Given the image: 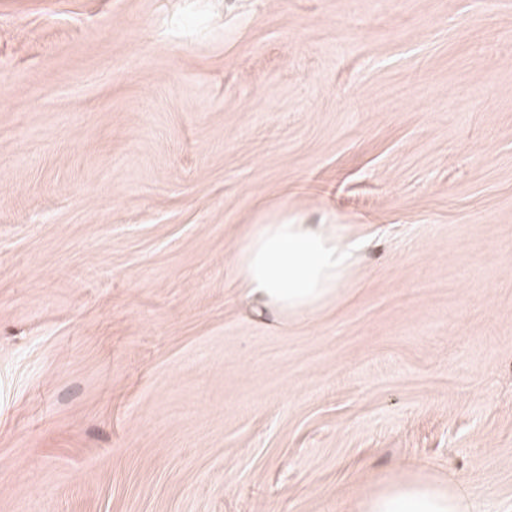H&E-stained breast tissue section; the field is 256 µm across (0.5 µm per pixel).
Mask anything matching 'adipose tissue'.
Here are the masks:
<instances>
[{
  "label": "adipose tissue",
  "instance_id": "1",
  "mask_svg": "<svg viewBox=\"0 0 512 512\" xmlns=\"http://www.w3.org/2000/svg\"><path fill=\"white\" fill-rule=\"evenodd\" d=\"M354 251L337 241L332 224H252L233 248L230 269L258 319L283 326L338 298ZM356 512H472V505L457 485L414 475L388 481Z\"/></svg>",
  "mask_w": 512,
  "mask_h": 512
}]
</instances>
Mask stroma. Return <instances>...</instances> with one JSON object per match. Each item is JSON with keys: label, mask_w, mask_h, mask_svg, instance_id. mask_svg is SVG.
Returning <instances> with one entry per match:
<instances>
[{"label": "stroma", "mask_w": 512, "mask_h": 512, "mask_svg": "<svg viewBox=\"0 0 512 512\" xmlns=\"http://www.w3.org/2000/svg\"><path fill=\"white\" fill-rule=\"evenodd\" d=\"M363 244L275 328L246 225ZM512 512V0H0V512ZM356 512H472V505L457 485L414 475L391 479L359 501Z\"/></svg>", "instance_id": "1"}]
</instances>
